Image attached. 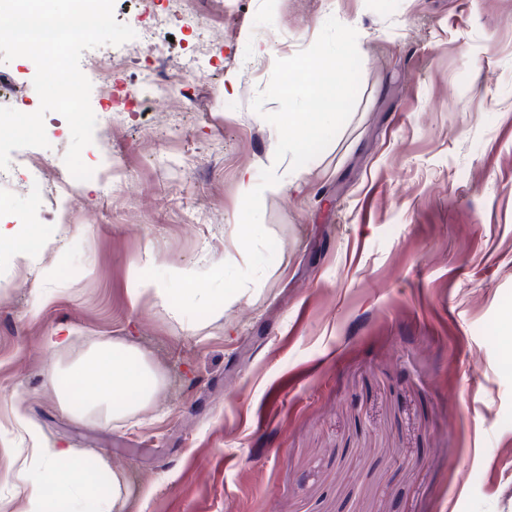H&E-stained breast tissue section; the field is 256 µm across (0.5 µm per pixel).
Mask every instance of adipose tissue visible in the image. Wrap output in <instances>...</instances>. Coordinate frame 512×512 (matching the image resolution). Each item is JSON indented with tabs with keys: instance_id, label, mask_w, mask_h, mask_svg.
<instances>
[{
	"instance_id": "ef3b65f1",
	"label": "adipose tissue",
	"mask_w": 512,
	"mask_h": 512,
	"mask_svg": "<svg viewBox=\"0 0 512 512\" xmlns=\"http://www.w3.org/2000/svg\"><path fill=\"white\" fill-rule=\"evenodd\" d=\"M129 294L135 301L152 298L177 316L184 307L209 300L207 289L196 287L193 271L184 268L174 269L168 282L135 276ZM47 382L75 414L97 410L116 418L147 406L161 376L138 350L120 343H95L76 368L66 373L50 369ZM10 431L32 442L26 455L15 457L12 468L0 472V484L24 479L21 512H124L122 475L113 474L111 494L92 495L94 475L82 466H70L73 449L44 443L18 409L12 413Z\"/></svg>"
}]
</instances>
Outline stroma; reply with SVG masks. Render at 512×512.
I'll return each instance as SVG.
<instances>
[{
  "label": "stroma",
  "instance_id": "stroma-1",
  "mask_svg": "<svg viewBox=\"0 0 512 512\" xmlns=\"http://www.w3.org/2000/svg\"><path fill=\"white\" fill-rule=\"evenodd\" d=\"M197 2L218 67L183 111L158 94L97 124L82 160L118 166L111 190L78 182L70 224L48 189L0 191V222L39 240L0 243V424L17 406L105 458L128 512H512V0ZM153 6L178 61L181 0L114 14ZM339 53L335 117L283 101L298 58ZM275 164L305 190L247 202L241 171ZM172 266L210 291L197 333L129 297ZM97 341L144 349L147 407L78 420L47 386Z\"/></svg>",
  "mask_w": 512,
  "mask_h": 512
}]
</instances>
